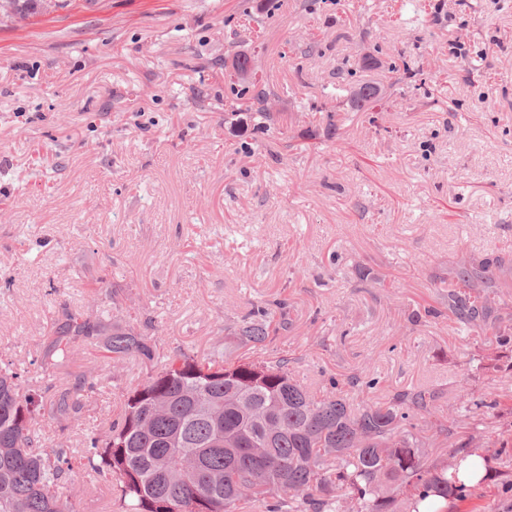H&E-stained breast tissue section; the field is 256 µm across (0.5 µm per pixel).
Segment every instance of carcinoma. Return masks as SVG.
Here are the masks:
<instances>
[{"label": "carcinoma", "instance_id": "obj_1", "mask_svg": "<svg viewBox=\"0 0 512 512\" xmlns=\"http://www.w3.org/2000/svg\"><path fill=\"white\" fill-rule=\"evenodd\" d=\"M251 118L273 122V90L260 81L241 86ZM378 85L359 84L349 107L376 101ZM501 256L464 257L448 282V311L467 329L512 342L496 287ZM288 318L264 309L242 317L240 343L265 348ZM99 344L120 362L130 356L151 368L124 395L120 416L106 431L89 428L79 466L66 448L44 443V422L63 429L104 379L87 375L64 384L43 403L21 391L23 375L0 364V512H77L66 495L80 478L110 486L115 512H420L437 498L466 488L461 463L473 438L460 441L452 461L431 459L433 448L458 433L459 415L439 413L428 389L405 391L385 402L355 406L340 391L316 392L288 374V358L231 363L212 347L198 359L167 357L155 339L111 316L66 315L57 338L41 350L46 371L68 366L76 349Z\"/></svg>", "mask_w": 512, "mask_h": 512}]
</instances>
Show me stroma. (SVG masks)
I'll list each match as a JSON object with an SVG mask.
<instances>
[{
	"label": "stroma",
	"mask_w": 512,
	"mask_h": 512,
	"mask_svg": "<svg viewBox=\"0 0 512 512\" xmlns=\"http://www.w3.org/2000/svg\"><path fill=\"white\" fill-rule=\"evenodd\" d=\"M239 55L291 149L230 112ZM367 79L379 98L352 111ZM0 210V362L42 400L61 383L35 360L65 312L238 357L236 322L283 300L290 324L256 357L324 387L371 364L356 403L436 392L492 465L448 512H512V346L448 311L463 255L512 258V0H17L0 9ZM68 371L105 385L52 448L148 373L93 343Z\"/></svg>",
	"instance_id": "obj_1"
}]
</instances>
